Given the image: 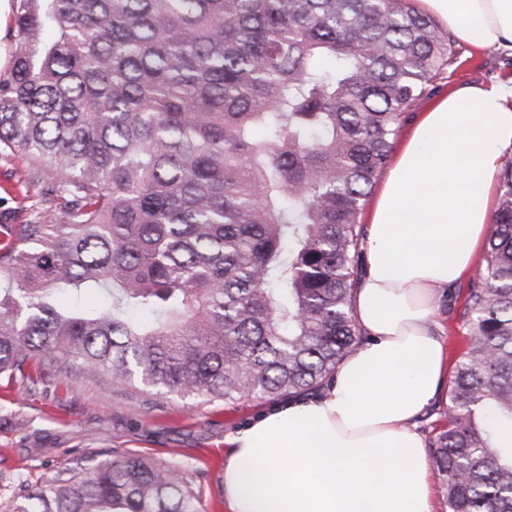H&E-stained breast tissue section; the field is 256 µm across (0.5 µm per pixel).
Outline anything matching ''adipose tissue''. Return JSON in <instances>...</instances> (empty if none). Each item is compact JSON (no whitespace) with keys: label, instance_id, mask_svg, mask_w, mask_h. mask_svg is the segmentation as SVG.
<instances>
[{"label":"adipose tissue","instance_id":"adipose-tissue-1","mask_svg":"<svg viewBox=\"0 0 512 512\" xmlns=\"http://www.w3.org/2000/svg\"><path fill=\"white\" fill-rule=\"evenodd\" d=\"M475 49H512V0H419ZM512 147V77L418 113L366 220L355 289L364 343L314 397L279 400L224 442L227 512H435L415 420L448 380L443 291L479 264Z\"/></svg>","mask_w":512,"mask_h":512}]
</instances>
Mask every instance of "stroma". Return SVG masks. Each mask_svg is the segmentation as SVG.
<instances>
[{
	"label": "stroma",
	"instance_id": "stroma-1",
	"mask_svg": "<svg viewBox=\"0 0 512 512\" xmlns=\"http://www.w3.org/2000/svg\"><path fill=\"white\" fill-rule=\"evenodd\" d=\"M455 49L460 64L442 82L440 93L462 83L512 77V51L474 50L460 43ZM27 166L21 154L0 156V213L12 212L20 224L50 204L41 187L18 185ZM468 288L461 283L452 290L449 306L439 309L440 336L451 368L468 345L455 331ZM138 395L135 389L113 392L108 380L78 374L48 378L27 390L0 377V512H12L25 485L52 477L75 459L124 452L180 463L201 487L208 512H225L220 489L224 437L253 419L266 400L207 403L155 393L152 407L131 410Z\"/></svg>",
	"mask_w": 512,
	"mask_h": 512
}]
</instances>
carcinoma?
Listing matches in <instances>:
<instances>
[{"mask_svg":"<svg viewBox=\"0 0 512 512\" xmlns=\"http://www.w3.org/2000/svg\"><path fill=\"white\" fill-rule=\"evenodd\" d=\"M0 155L47 207L0 247V375L315 395L364 341V215L458 63L409 0H13ZM98 288L101 305L59 301ZM430 445L448 512H512V157ZM13 512H206L180 465L82 458Z\"/></svg>","mask_w":512,"mask_h":512,"instance_id":"1","label":"carcinoma"}]
</instances>
